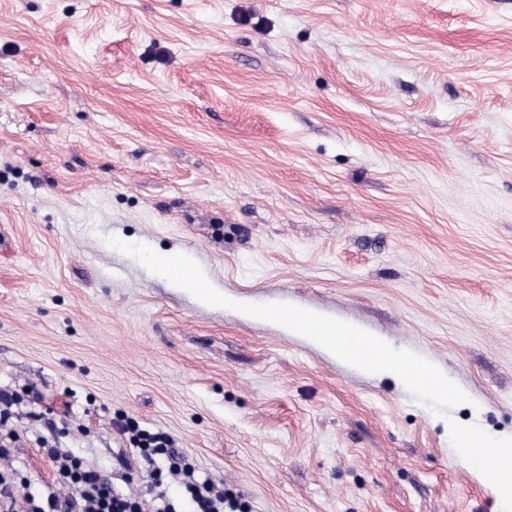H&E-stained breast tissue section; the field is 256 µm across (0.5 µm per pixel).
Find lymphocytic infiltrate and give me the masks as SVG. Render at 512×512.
<instances>
[{
  "label": "lymphocytic infiltrate",
  "instance_id": "1",
  "mask_svg": "<svg viewBox=\"0 0 512 512\" xmlns=\"http://www.w3.org/2000/svg\"><path fill=\"white\" fill-rule=\"evenodd\" d=\"M129 441L140 448L147 464L146 480L156 494L145 504L138 491H117L108 472L86 464L71 452L51 447L47 453L57 468L58 483L67 494L49 493L41 504L16 494V475L0 474V512H236L237 504L213 480H197L188 454L175 448L169 436L130 427ZM164 456L165 471L154 468L155 456ZM183 492L181 501L160 491L159 474Z\"/></svg>",
  "mask_w": 512,
  "mask_h": 512
}]
</instances>
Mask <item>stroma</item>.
<instances>
[{
  "mask_svg": "<svg viewBox=\"0 0 512 512\" xmlns=\"http://www.w3.org/2000/svg\"><path fill=\"white\" fill-rule=\"evenodd\" d=\"M111 237L410 350L512 433V0H0L19 495L55 486L46 443L142 486L121 417L242 512H501L408 390Z\"/></svg>",
  "mask_w": 512,
  "mask_h": 512,
  "instance_id": "stroma-1",
  "label": "stroma"
}]
</instances>
